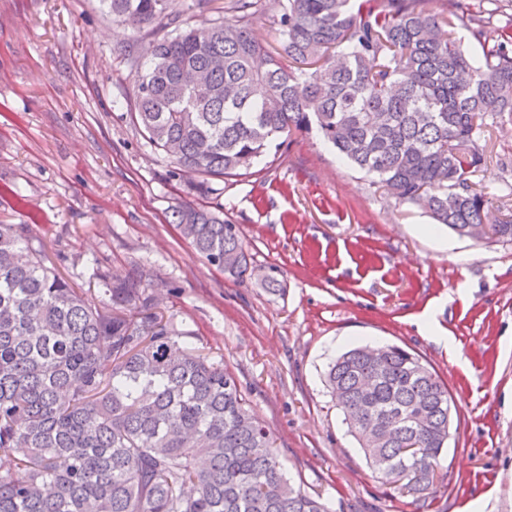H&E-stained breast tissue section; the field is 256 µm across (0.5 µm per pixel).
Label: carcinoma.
Returning <instances> with one entry per match:
<instances>
[{"label": "carcinoma", "mask_w": 512, "mask_h": 512, "mask_svg": "<svg viewBox=\"0 0 512 512\" xmlns=\"http://www.w3.org/2000/svg\"><path fill=\"white\" fill-rule=\"evenodd\" d=\"M150 28L124 53L134 126L209 196L250 173L294 131H316L372 184L456 234L489 220L471 177L483 128L512 123V32L493 12L438 0H211L183 25L172 0H99ZM274 11L282 52L251 32ZM469 30L479 61L454 37ZM308 66L294 71L283 58ZM194 253L235 279L254 267L236 225L171 208ZM512 242V219L491 222ZM28 224L0 223V512H332L291 483L273 440L224 362L182 343L159 311L169 282L139 264L93 269L81 288ZM326 383L367 461L401 494L438 492L455 401L420 356L352 348Z\"/></svg>", "instance_id": "carcinoma-1"}]
</instances>
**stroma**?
Here are the masks:
<instances>
[{
	"label": "stroma",
	"instance_id": "35a3bbf8",
	"mask_svg": "<svg viewBox=\"0 0 512 512\" xmlns=\"http://www.w3.org/2000/svg\"><path fill=\"white\" fill-rule=\"evenodd\" d=\"M98 0H0V222L29 224L79 263L140 262L171 281L161 309L224 359L288 475L333 512H512V243L434 225L342 162L316 132L204 198L236 224L254 276L194 255L167 222L184 202L170 163L133 126L122 53L135 42ZM473 181L512 216V123L485 128ZM277 268L284 292L260 276ZM430 319L433 334L420 330ZM418 354L457 406L436 497L369 468L324 382L356 345Z\"/></svg>",
	"mask_w": 512,
	"mask_h": 512
}]
</instances>
